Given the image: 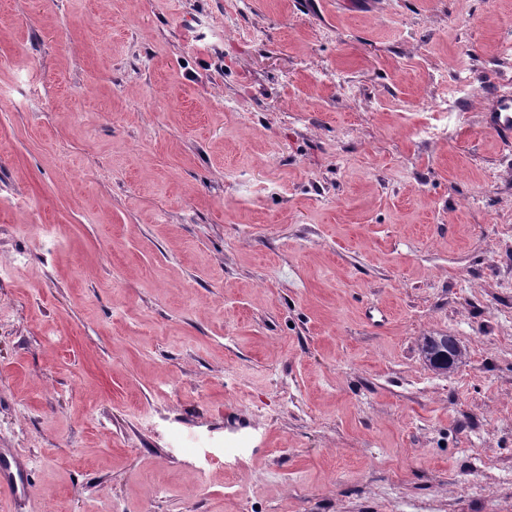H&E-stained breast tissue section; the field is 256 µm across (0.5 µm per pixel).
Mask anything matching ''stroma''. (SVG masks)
<instances>
[{
	"mask_svg": "<svg viewBox=\"0 0 512 512\" xmlns=\"http://www.w3.org/2000/svg\"><path fill=\"white\" fill-rule=\"evenodd\" d=\"M510 40L512 0H0L13 512H512ZM485 127L507 142L512 140V97L496 95L486 110Z\"/></svg>",
	"mask_w": 512,
	"mask_h": 512,
	"instance_id": "obj_1",
	"label": "stroma"
}]
</instances>
